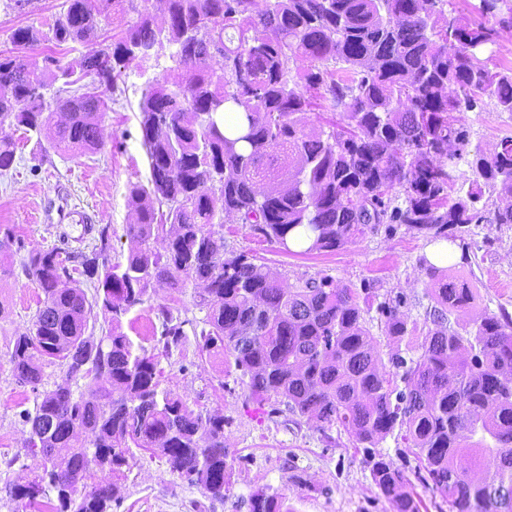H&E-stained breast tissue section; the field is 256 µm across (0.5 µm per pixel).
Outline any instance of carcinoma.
<instances>
[{
    "label": "carcinoma",
    "mask_w": 512,
    "mask_h": 512,
    "mask_svg": "<svg viewBox=\"0 0 512 512\" xmlns=\"http://www.w3.org/2000/svg\"><path fill=\"white\" fill-rule=\"evenodd\" d=\"M451 0H165L154 24L137 0H66L48 31L15 30L0 52V125L47 140L56 152L93 154L105 144L107 93L155 45L175 48L174 67L146 83L139 102L149 164L147 184L128 188L135 243L112 263L111 225L70 267L57 248L29 255L24 273L44 294L30 328L8 353L16 379L37 394L20 413L26 455L37 472L9 488L34 512H112L119 480L135 450L163 458L213 501H224L236 457L224 441V416L196 412L161 389L159 358L190 323L157 307L152 350L122 331V317L150 288L193 290L205 312L200 356H227L244 400H280L325 432L338 427L357 447L395 433L414 449L418 477L451 512H512V316L485 313L459 328L449 316L468 300L432 263L433 305L410 325L402 301L377 312L396 344L421 333V353L398 349L386 370L366 316L370 289L336 287L327 275L290 285L245 252L224 248V220L299 254L341 248L375 224H404L435 240L459 242L465 228L512 225V136L488 153L474 146L463 113L490 99L512 112V68L484 48L512 29V0H478L467 20ZM137 20L120 35L61 63L48 55L31 68L38 42L84 43L110 13ZM224 53V70L209 67ZM302 59L306 68L291 64ZM52 96L38 94L57 82ZM319 113L328 130L311 129ZM16 144L0 137V173ZM101 335L88 333L98 313ZM57 365L67 382L43 387ZM85 381L74 394L70 382ZM86 434V444L76 434ZM491 478H475L486 457ZM373 483L392 512H420L392 458L371 453ZM97 472L90 473L89 465ZM249 512H291L285 498L255 489Z\"/></svg>",
    "instance_id": "1"
}]
</instances>
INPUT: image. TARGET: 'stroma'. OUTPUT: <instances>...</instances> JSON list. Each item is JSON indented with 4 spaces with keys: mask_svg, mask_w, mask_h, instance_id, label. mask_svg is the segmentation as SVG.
I'll return each mask as SVG.
<instances>
[{
    "mask_svg": "<svg viewBox=\"0 0 512 512\" xmlns=\"http://www.w3.org/2000/svg\"><path fill=\"white\" fill-rule=\"evenodd\" d=\"M65 0H22L21 5L0 0V51L11 49V33L20 27L46 29ZM172 49L156 50L146 61H133L123 72L112 96V110L104 118V149L71 158L41 152L22 130L0 126V137L17 144L12 169L0 174V225L12 229L17 242L0 248V512H18L5 492L9 483L31 478L34 463L25 456L28 429L19 420L32 408L35 395L19 383L8 363V352L18 333L27 329L41 295L22 266L30 252L53 247L75 253L90 250L93 239L86 225H110L111 261H125L132 247L124 227L133 220L127 188L146 182L148 161L142 145L138 104L144 82L164 74L173 65ZM472 144L491 150L512 135V113L499 111L494 101L466 113ZM468 264H454L450 275L472 288L469 307L451 315L465 324L486 312L512 313V226L474 224L466 236ZM226 250L246 252L257 263L289 282L320 274L332 276L337 286L373 289L379 300L402 298V312L412 322H423L432 303L423 260L430 238L403 224H379L365 235L333 252L293 255L254 236L248 225L226 222ZM203 319L194 308L191 290L151 289L144 304L130 312L123 330L134 341L152 346L161 331L158 305ZM162 386L181 397L194 411L223 415L224 435L236 453L225 502H215L195 486L172 473L161 458L142 455L127 471L121 485L122 502L114 512H248L247 500L259 487L283 496L292 512H391L387 499L374 485L367 453L355 447L351 436L332 429L334 443L326 445L322 432L310 422L294 423L289 413L271 415L270 403L245 402L236 374L223 358L202 359L195 336H185L179 348L161 357ZM378 449L390 456L412 479V490L422 498L421 512H449L440 495L424 491L417 482V461L403 442L389 436Z\"/></svg>",
    "mask_w": 512,
    "mask_h": 512,
    "instance_id": "1",
    "label": "stroma"
}]
</instances>
